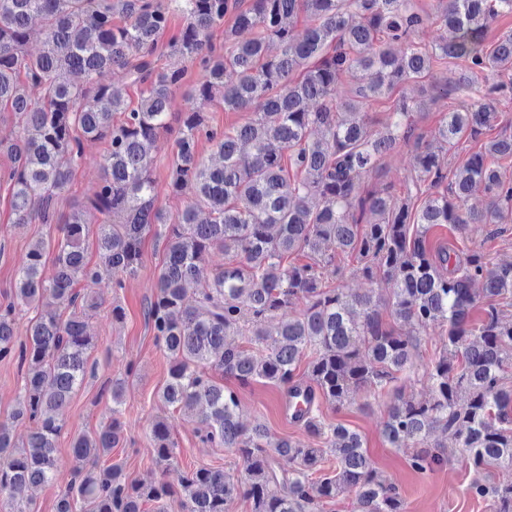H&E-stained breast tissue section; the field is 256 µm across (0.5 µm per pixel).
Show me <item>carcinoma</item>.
Instances as JSON below:
<instances>
[{"label":"carcinoma","mask_w":512,"mask_h":512,"mask_svg":"<svg viewBox=\"0 0 512 512\" xmlns=\"http://www.w3.org/2000/svg\"><path fill=\"white\" fill-rule=\"evenodd\" d=\"M0 0V108L14 112L18 134L0 140L13 166L0 172L8 186L13 223L57 224V238H38L13 283L14 300L0 306V360L25 369L16 407L0 420V503L54 476L63 410L87 374L92 336L87 319L97 303L77 285L104 276L123 287L142 265L152 226L164 227L165 256L147 319L170 359L160 397L200 419L206 439L242 460L245 478L200 466L151 485L128 482L121 466H99L124 442L117 417L124 382L110 387L112 418L98 431L72 439L76 467L60 491L56 512H229L240 496L251 512H318L320 504L354 494L353 512H404L398 488L382 480L360 434L327 424L319 400L340 407L362 387L384 389L413 368L419 333L439 329L443 347L424 365L427 392L394 395L384 441L406 453L411 468L431 471L458 457L474 469L512 472V261L495 262L477 250L431 252L437 225L512 223V120L497 106L512 94V33L488 40L491 26L512 16V0H436L434 12L415 0ZM224 30V53L210 42ZM183 27L170 52L208 73L197 95L226 112L252 113L220 131L207 113L171 111L185 69L158 65L159 39L171 16ZM303 14L298 30L292 19ZM121 23H114V18ZM39 20L43 50L25 51ZM450 38L419 39L432 21ZM254 36L239 41V30ZM279 53L273 54L271 46ZM460 63L457 84L471 102L448 111L439 128L446 146L484 137L480 150L445 169L415 133L425 102L396 90L425 89L438 70ZM125 71L129 84L149 83L136 105L123 86L100 75ZM350 95L337 100L343 78ZM385 98L390 116L378 127L352 115ZM178 124L168 189L192 199L172 216L157 205L152 151L160 134ZM319 137L311 139L312 133ZM205 136L220 163L197 155ZM106 144L105 176L81 205L62 213L84 141ZM413 163L399 188L365 193L362 179L379 170L399 145ZM481 193L482 211L465 208ZM105 217L95 231L99 262L87 260V212ZM220 248L224 269L208 275L199 255ZM52 273L43 276L47 256ZM355 257L384 294L353 295L326 285ZM482 285L475 291L473 285ZM194 305L185 304L187 294ZM51 299L59 309L32 318L18 333L15 302ZM299 313L275 325L279 311ZM250 337L252 349L235 344ZM307 360L309 386L297 369ZM218 369L245 387L268 380L283 388L293 422L312 439L276 438L239 419L238 392L216 384ZM29 423L26 442L12 426ZM150 438L156 462L178 469L168 426ZM333 469L324 472L326 461ZM319 477H314V474ZM471 492L493 512H512L511 484H475Z\"/></svg>","instance_id":"cac0c4a2"}]
</instances>
